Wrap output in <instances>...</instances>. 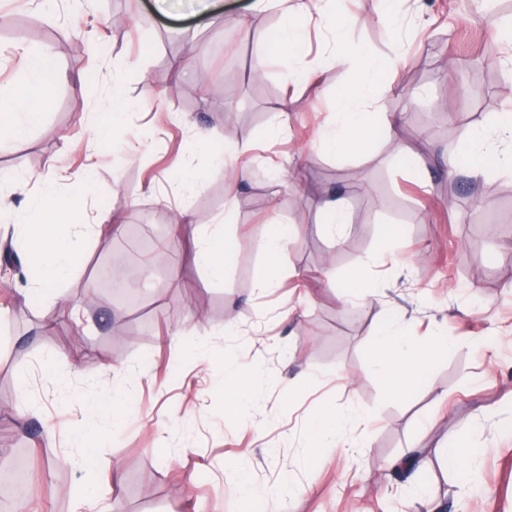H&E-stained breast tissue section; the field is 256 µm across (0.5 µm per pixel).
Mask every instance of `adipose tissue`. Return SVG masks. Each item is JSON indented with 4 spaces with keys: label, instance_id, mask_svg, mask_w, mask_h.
I'll return each mask as SVG.
<instances>
[{
    "label": "adipose tissue",
    "instance_id": "1",
    "mask_svg": "<svg viewBox=\"0 0 512 512\" xmlns=\"http://www.w3.org/2000/svg\"><path fill=\"white\" fill-rule=\"evenodd\" d=\"M285 0H256L255 10L282 13L272 43L258 52L254 71L263 73L274 59L300 58L305 48L306 24L318 25L341 43L340 50L331 52L329 64L358 66L366 74L364 82L354 84L348 93L336 100L335 119L323 128L318 137L321 151L340 156L363 151L369 146L372 129L383 128L394 135L404 120L403 113L386 112L382 102L390 92V85L379 82V74L388 68V60L365 54L351 42L348 35L355 23L345 0H296L293 7H285ZM25 74L11 87H0V131L13 138H25L42 118V108L49 93L60 83L62 72L49 48L27 47ZM466 154L472 163L467 172L478 178L488 169L512 176V113H503L493 132L475 128L464 139ZM87 195L78 193L60 198L52 187L30 199L25 217L19 221V233L13 245L34 261L38 277L24 294L26 301L38 305L45 323L55 316L53 298L56 287L69 271L73 252L84 246L86 226L82 220ZM433 348L422 345L408 336L394 318L384 319L378 326L371 345L369 369L386 377L389 392L396 393L410 387L427 384ZM346 423L334 409L324 407L312 417L306 433V452L317 456L324 448H347Z\"/></svg>",
    "mask_w": 512,
    "mask_h": 512
}]
</instances>
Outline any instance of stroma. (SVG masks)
I'll use <instances>...</instances> for the list:
<instances>
[{"instance_id":"1","label":"stroma","mask_w":512,"mask_h":512,"mask_svg":"<svg viewBox=\"0 0 512 512\" xmlns=\"http://www.w3.org/2000/svg\"><path fill=\"white\" fill-rule=\"evenodd\" d=\"M252 2L213 0L196 12L163 11L157 0H86L77 14L72 0H0V85L18 80L24 44L50 47L63 73L43 121L26 138H0V174L10 179L0 189V336L10 345L0 350V456L26 469L25 492L8 501L9 512H75L81 472L72 432L97 421L86 403L113 386L128 394L124 418L92 454L98 494L111 496L115 512H512V244L490 233L512 225V179L451 178L433 163L462 152L471 116L489 127L512 109L504 66L512 0H404L391 35L376 19V0H351L352 40L401 57L380 80L393 88L388 111L406 115L400 140L420 153L415 170L395 160L379 129L366 152L319 151L316 134L354 76L328 66L291 84L323 50L314 29L303 62L278 60L250 74L262 36L280 24ZM117 75L128 100L147 83L159 95L126 114L138 136L133 152L125 141L88 136ZM288 99V130L267 141ZM222 102L229 111H216ZM193 125L209 129L216 146L228 133L255 146L265 163L236 158L249 177L234 182L193 148ZM188 167L203 179L185 199L171 186ZM47 177L61 196L90 187L88 224L108 212L126 226L149 225L166 243L135 280L136 305L114 308L104 292L86 302L99 263L139 252L130 235L94 232L71 257L51 325L25 300L35 270L4 227ZM332 196L351 213L340 246L319 222ZM186 209L196 231L177 227ZM282 222L305 244L274 267L261 234ZM199 236L222 237L223 282L196 265ZM265 277L274 288L257 290ZM355 279L379 285L378 296L346 301ZM389 311L420 340L436 332L448 339L430 384L398 395L367 372ZM227 354L251 377L246 408L232 419L218 387ZM46 355L55 358L50 373ZM304 373L311 386L294 390ZM325 404L340 416L372 413L361 447L305 454L307 422ZM456 440L479 451L470 471L443 463L440 448ZM413 446L421 468H392ZM237 460L249 465L254 496L246 503L224 467ZM286 475L300 494L271 500Z\"/></svg>"}]
</instances>
